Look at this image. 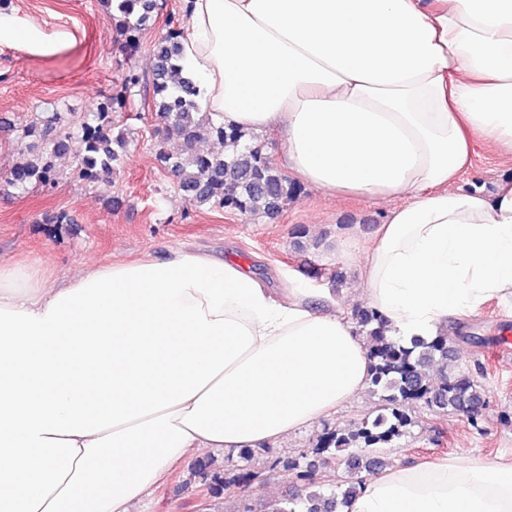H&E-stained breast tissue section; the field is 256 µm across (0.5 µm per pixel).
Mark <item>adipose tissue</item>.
<instances>
[{
  "label": "adipose tissue",
  "instance_id": "adipose-tissue-1",
  "mask_svg": "<svg viewBox=\"0 0 512 512\" xmlns=\"http://www.w3.org/2000/svg\"><path fill=\"white\" fill-rule=\"evenodd\" d=\"M183 72L225 130L285 136L295 176L387 200L363 290L398 336L512 298V180L456 181L512 150V0H183ZM0 8V47L70 50ZM366 343L304 289L173 252L55 282L0 265V512H134L187 455L273 445L358 397ZM346 512H512V462L385 469ZM511 177L512 153L484 142H477L474 146L472 165L462 174L458 185L467 189L474 184L491 191L499 180Z\"/></svg>",
  "mask_w": 512,
  "mask_h": 512
}]
</instances>
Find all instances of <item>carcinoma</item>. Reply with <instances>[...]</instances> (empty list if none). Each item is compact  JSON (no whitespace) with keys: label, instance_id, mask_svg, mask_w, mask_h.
Returning a JSON list of instances; mask_svg holds the SVG:
<instances>
[{"label":"carcinoma","instance_id":"obj_1","mask_svg":"<svg viewBox=\"0 0 512 512\" xmlns=\"http://www.w3.org/2000/svg\"><path fill=\"white\" fill-rule=\"evenodd\" d=\"M115 6L116 26L123 36V48L133 52L139 47L141 31L157 9L156 0H101ZM167 33L154 45L151 75L142 79L130 71L123 78L119 102L135 87H143L151 97L169 132L181 141V152L173 153L158 144L156 158L177 180L180 190L195 207L232 208L244 214L271 215L279 211L293 190L288 178L263 155L257 145H239L240 134L226 133L209 113L201 111V92L191 78L181 76L182 33L175 17L166 19ZM82 152L76 173L84 180L112 183V173L120 161L118 150L126 147L124 133L115 130L112 104L103 103L89 113L81 125ZM22 135L34 139L27 158L15 165L7 184L24 191L31 185L52 181V157L69 149L71 133L60 113L43 125L32 124ZM207 136L224 143L222 153L196 154L195 144ZM356 327L368 339L372 365L368 387L385 401L384 412L373 420L364 419L336 433L323 436L319 447L334 452L322 459L324 464L346 463L355 471L361 465H384L374 456L378 449L391 445L409 432L412 420L403 404L422 401L442 412H467L483 399L482 386L466 377H448V336L441 333L425 340L386 336L377 311L354 313ZM360 491V484L347 475L327 496L313 492L299 499L289 493L270 506L268 512H342Z\"/></svg>","mask_w":512,"mask_h":512}]
</instances>
